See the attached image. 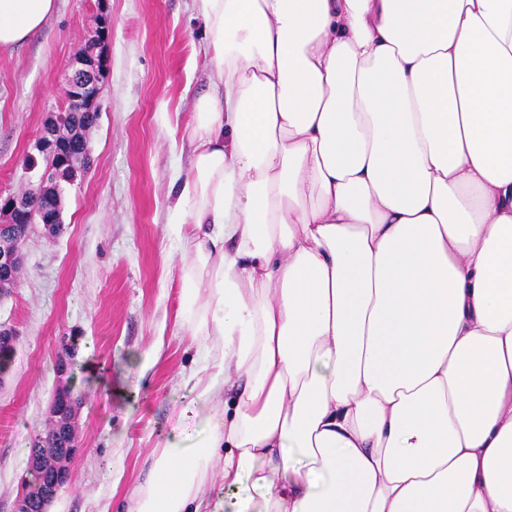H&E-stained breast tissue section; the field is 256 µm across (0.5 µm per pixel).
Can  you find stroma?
<instances>
[{
  "instance_id": "1",
  "label": "stroma",
  "mask_w": 512,
  "mask_h": 512,
  "mask_svg": "<svg viewBox=\"0 0 512 512\" xmlns=\"http://www.w3.org/2000/svg\"><path fill=\"white\" fill-rule=\"evenodd\" d=\"M103 16L111 28L90 162L63 187L60 234L31 230L20 276L0 297V323L18 333L0 374V512H13L22 490L62 338L75 339L81 451L50 512H127L189 398L186 376L206 357L180 304L171 210L192 159L184 127L213 75L196 0H56L37 35L0 50V195L29 188L25 160L64 109L68 64Z\"/></svg>"
}]
</instances>
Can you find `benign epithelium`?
Returning <instances> with one entry per match:
<instances>
[{"label": "benign epithelium", "instance_id": "1", "mask_svg": "<svg viewBox=\"0 0 512 512\" xmlns=\"http://www.w3.org/2000/svg\"><path fill=\"white\" fill-rule=\"evenodd\" d=\"M108 34V23L102 22L99 36L87 42L84 51L75 56L70 63L71 76L61 89V96L67 103L74 105L75 112H93L95 103L101 90V79L104 74V59L102 45ZM67 115L54 113L45 121L41 135L37 140L36 148L44 155H53L56 162L48 165L39 175L35 184L41 194L57 190L61 183H71L77 177L72 158L63 155L59 148V134L64 130V122ZM0 223L24 224L33 228L39 223L48 228L55 223V218L45 215L37 218L30 209V200L25 196H9L0 199ZM24 238L19 237L9 247L0 246V274L10 276L21 269L23 256L22 245ZM74 390L64 382L53 394L48 407V419L56 422L61 431L70 439V447L67 448L68 459H73L80 448L75 440V418L80 405L72 398Z\"/></svg>", "mask_w": 512, "mask_h": 512}]
</instances>
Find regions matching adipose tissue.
Listing matches in <instances>:
<instances>
[{
	"label": "adipose tissue",
	"mask_w": 512,
	"mask_h": 512,
	"mask_svg": "<svg viewBox=\"0 0 512 512\" xmlns=\"http://www.w3.org/2000/svg\"><path fill=\"white\" fill-rule=\"evenodd\" d=\"M196 3L207 359L128 512H512V0Z\"/></svg>",
	"instance_id": "ef3b65f1"
}]
</instances>
